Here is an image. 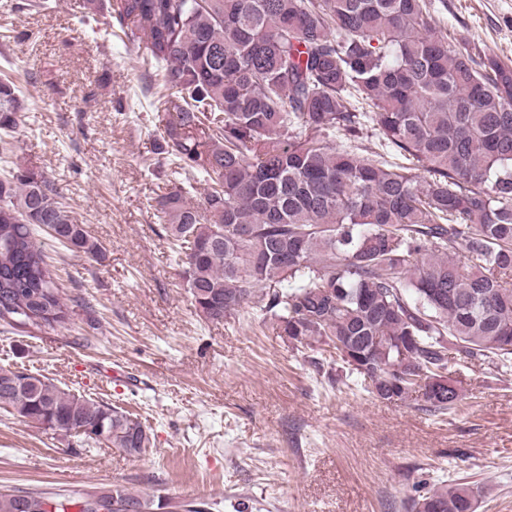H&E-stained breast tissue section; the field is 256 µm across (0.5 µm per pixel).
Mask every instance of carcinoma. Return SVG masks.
<instances>
[{
  "label": "carcinoma",
  "instance_id": "carcinoma-1",
  "mask_svg": "<svg viewBox=\"0 0 512 512\" xmlns=\"http://www.w3.org/2000/svg\"><path fill=\"white\" fill-rule=\"evenodd\" d=\"M108 10L142 61L163 69L169 164L203 179L204 202L175 189L158 218L183 257L196 308L222 321L257 309L285 344L337 365L388 403L453 412L448 364L512 369V66L477 62L432 27L434 0H86ZM24 100L0 81V129ZM372 126L408 164L355 146ZM428 173L423 180L417 171ZM54 232L98 258L55 184L0 177V326L63 328L74 307L34 238ZM288 255L283 263L278 255ZM0 409L80 443L129 452L142 422L47 379L0 367ZM98 498L149 512L127 489L0 493V512H69ZM463 479L434 485L410 512H477Z\"/></svg>",
  "mask_w": 512,
  "mask_h": 512
}]
</instances>
